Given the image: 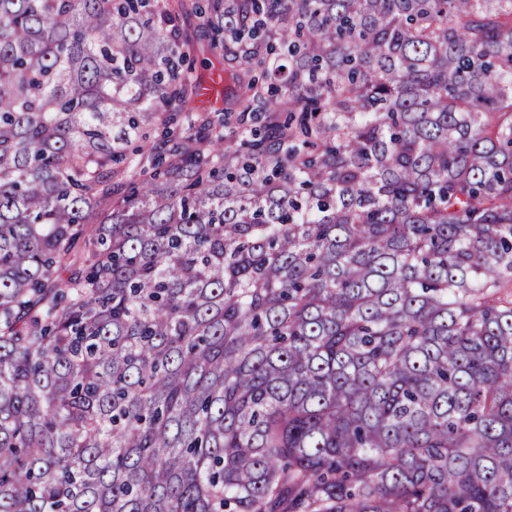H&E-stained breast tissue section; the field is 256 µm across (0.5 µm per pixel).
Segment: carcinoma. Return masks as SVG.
I'll return each mask as SVG.
<instances>
[{"label":"carcinoma","mask_w":512,"mask_h":512,"mask_svg":"<svg viewBox=\"0 0 512 512\" xmlns=\"http://www.w3.org/2000/svg\"><path fill=\"white\" fill-rule=\"evenodd\" d=\"M0 512H512V0H0ZM192 60V68L195 75L206 78L214 71L213 69H215V71L220 70V73L224 77L222 104L214 108H204L205 112H202V109L198 112H181L166 126L158 125L151 133V139L156 142L164 139L163 137L167 135V132L176 134L186 131L191 126H197L201 116H208L213 122L218 123L224 118V114H231V116L236 115V112H234L237 110L235 99L232 95L227 96V90H225L227 85H231V83L225 80L226 73L224 70L227 72L230 68L225 65L224 59L218 54L214 55L208 51L204 53L196 51L190 56V61Z\"/></svg>","instance_id":"obj_1"}]
</instances>
